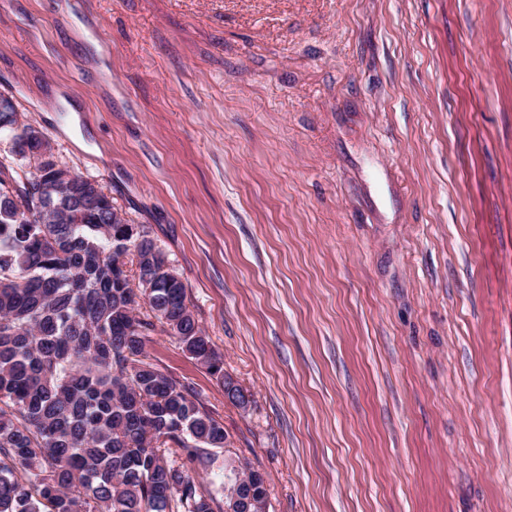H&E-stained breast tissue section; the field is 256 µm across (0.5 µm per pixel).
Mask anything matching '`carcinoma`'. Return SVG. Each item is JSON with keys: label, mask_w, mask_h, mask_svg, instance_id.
Segmentation results:
<instances>
[{"label": "carcinoma", "mask_w": 512, "mask_h": 512, "mask_svg": "<svg viewBox=\"0 0 512 512\" xmlns=\"http://www.w3.org/2000/svg\"><path fill=\"white\" fill-rule=\"evenodd\" d=\"M2 132L0 512H224L193 477L212 462L206 449L224 447V426L145 355L159 322L245 402L185 284L101 185L76 173L44 188L60 162L0 97Z\"/></svg>", "instance_id": "cac0c4a2"}]
</instances>
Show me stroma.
Instances as JSON below:
<instances>
[{
	"instance_id": "35a3bbf8",
	"label": "stroma",
	"mask_w": 512,
	"mask_h": 512,
	"mask_svg": "<svg viewBox=\"0 0 512 512\" xmlns=\"http://www.w3.org/2000/svg\"><path fill=\"white\" fill-rule=\"evenodd\" d=\"M147 225L155 332L268 512H512V0H0V96Z\"/></svg>"
}]
</instances>
